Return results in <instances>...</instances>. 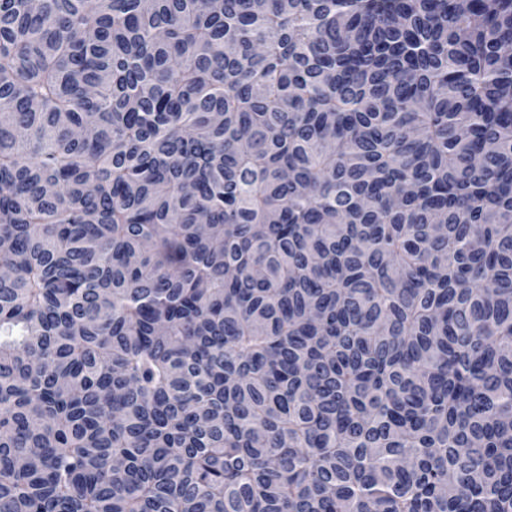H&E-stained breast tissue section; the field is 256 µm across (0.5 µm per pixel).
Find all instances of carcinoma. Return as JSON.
Returning <instances> with one entry per match:
<instances>
[{
  "mask_svg": "<svg viewBox=\"0 0 512 512\" xmlns=\"http://www.w3.org/2000/svg\"><path fill=\"white\" fill-rule=\"evenodd\" d=\"M0 512H512V0H0Z\"/></svg>",
  "mask_w": 512,
  "mask_h": 512,
  "instance_id": "cac0c4a2",
  "label": "carcinoma"
}]
</instances>
